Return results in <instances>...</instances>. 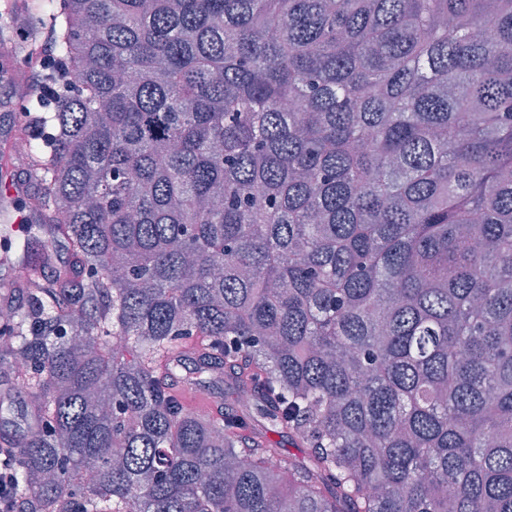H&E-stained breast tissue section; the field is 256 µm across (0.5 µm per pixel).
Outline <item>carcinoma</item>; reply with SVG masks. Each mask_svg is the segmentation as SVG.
<instances>
[{
  "instance_id": "carcinoma-1",
  "label": "carcinoma",
  "mask_w": 512,
  "mask_h": 512,
  "mask_svg": "<svg viewBox=\"0 0 512 512\" xmlns=\"http://www.w3.org/2000/svg\"><path fill=\"white\" fill-rule=\"evenodd\" d=\"M24 6L30 512H512V0ZM25 225H27L28 227L27 228L21 227V229L24 228L23 230L28 232L27 240L32 242L33 252L36 254V256L38 258L39 254H41L42 252H45L42 250L43 249L42 245L45 241H47V238L44 235V233L41 231L40 225L38 224V222H29L28 224H25ZM45 253L48 254V256L52 257V260H53L52 262L55 267H57L63 261V258H64L63 255L58 250H56V248L54 246H52ZM54 266H52V268H48V267L44 268L45 272H47L49 276L52 274V271L55 268ZM49 272H50V274H49Z\"/></svg>"
}]
</instances>
